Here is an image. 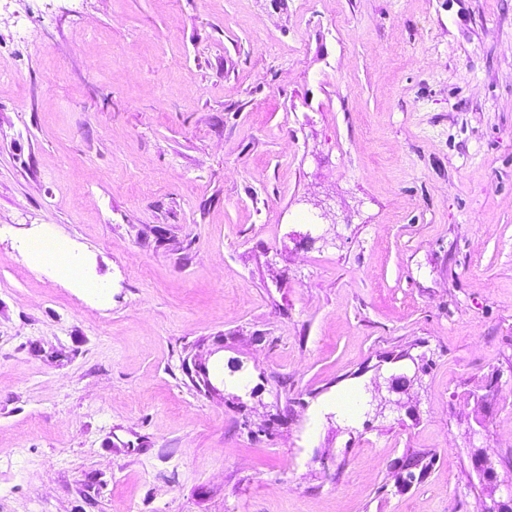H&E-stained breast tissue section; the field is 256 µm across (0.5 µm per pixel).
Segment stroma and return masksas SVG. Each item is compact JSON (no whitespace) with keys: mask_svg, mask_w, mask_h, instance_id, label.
I'll list each match as a JSON object with an SVG mask.
<instances>
[{"mask_svg":"<svg viewBox=\"0 0 512 512\" xmlns=\"http://www.w3.org/2000/svg\"><path fill=\"white\" fill-rule=\"evenodd\" d=\"M475 448L512 0H0V512H481Z\"/></svg>","mask_w":512,"mask_h":512,"instance_id":"1","label":"stroma"}]
</instances>
